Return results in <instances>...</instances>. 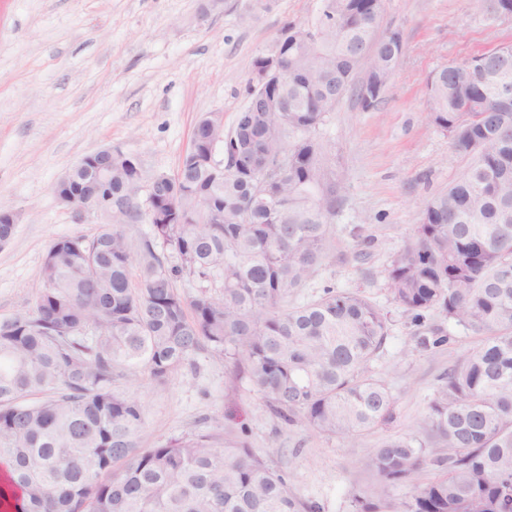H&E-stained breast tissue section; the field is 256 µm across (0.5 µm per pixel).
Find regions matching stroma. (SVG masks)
Wrapping results in <instances>:
<instances>
[{
    "mask_svg": "<svg viewBox=\"0 0 512 512\" xmlns=\"http://www.w3.org/2000/svg\"><path fill=\"white\" fill-rule=\"evenodd\" d=\"M0 0V210L17 218L0 247V321L28 313L53 239L91 235L74 223L55 184L85 155L112 147L152 172L176 173L199 119L232 126L247 102L254 58L283 25L313 18L318 0ZM399 30L404 52L382 102L362 111L346 95L317 138L342 186L328 258L300 304L326 284L356 291L386 314V340L371 363L394 397V418L359 437H328L276 418L252 386L246 361L211 349L193 354L163 381L140 372L114 391L144 410L137 442L238 433L302 501L320 512H349L352 493L377 482L367 459L391 436L424 439L421 427L439 375L478 339L449 327L440 310L423 326L397 305L387 269L412 241L420 213L471 163L429 119L426 80L496 41L512 42V19L487 20L480 0H385L378 32ZM450 329L447 346H416L422 330Z\"/></svg>",
    "mask_w": 512,
    "mask_h": 512,
    "instance_id": "35a3bbf8",
    "label": "stroma"
}]
</instances>
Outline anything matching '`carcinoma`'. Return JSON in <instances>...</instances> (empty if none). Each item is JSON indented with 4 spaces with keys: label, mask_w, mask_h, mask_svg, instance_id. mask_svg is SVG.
<instances>
[{
    "label": "carcinoma",
    "mask_w": 512,
    "mask_h": 512,
    "mask_svg": "<svg viewBox=\"0 0 512 512\" xmlns=\"http://www.w3.org/2000/svg\"><path fill=\"white\" fill-rule=\"evenodd\" d=\"M375 2L319 0L312 20L286 24L266 54L288 56V73L262 84L253 60L232 129L203 116L176 174L114 150L112 185L78 170L56 183L64 203L79 193L112 204V223L53 240L32 310L0 321L4 512H320L243 436L138 447L143 408L112 383L140 370L163 380L208 346L244 357L252 385L290 427L359 436L390 413L392 396L370 371L387 316L333 285L288 305L325 264L334 233L341 183L317 133L343 94L373 110V88L389 84L403 53L401 40L375 45L358 26ZM325 21L324 36L309 38ZM364 53L372 70L356 86ZM499 66L493 45L440 68L427 87L439 108L430 120L472 162L426 204L388 270L394 301L417 325L436 308L481 344L438 379L422 421L433 447L394 437L373 449L379 484L352 494L350 512H512V112L484 107L497 80L512 82ZM238 146L255 167H225ZM11 218L0 211L1 246L15 234ZM133 224L150 233L133 242ZM185 277L204 284L201 295L181 293ZM449 340L433 330L417 346ZM425 466L436 476L420 482Z\"/></svg>",
    "instance_id": "1"
}]
</instances>
